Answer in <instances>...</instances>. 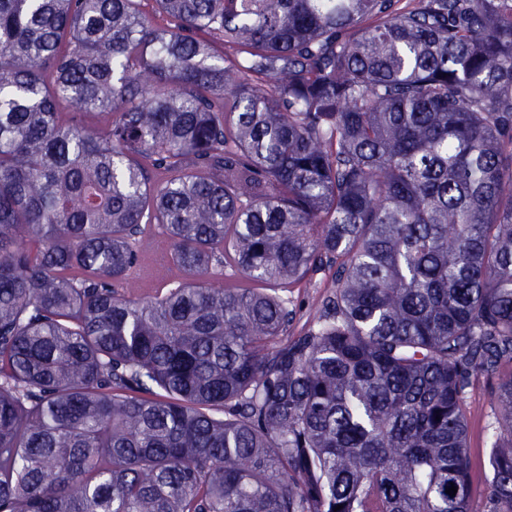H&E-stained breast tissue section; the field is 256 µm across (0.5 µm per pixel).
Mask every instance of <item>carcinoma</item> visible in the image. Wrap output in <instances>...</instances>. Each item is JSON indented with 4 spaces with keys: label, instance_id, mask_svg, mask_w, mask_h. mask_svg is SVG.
Here are the masks:
<instances>
[{
    "label": "carcinoma",
    "instance_id": "carcinoma-1",
    "mask_svg": "<svg viewBox=\"0 0 512 512\" xmlns=\"http://www.w3.org/2000/svg\"><path fill=\"white\" fill-rule=\"evenodd\" d=\"M140 2L0 0V512H476L512 0ZM151 224L191 278L143 301ZM325 267L288 338L279 291ZM495 392L482 512H512V372ZM334 270L319 271L313 275V285L308 288H292L291 293H287L292 304L299 311L293 326L290 330V336H299L306 331L316 318L317 308L323 296L330 291L332 285V275ZM495 379L487 374H475L466 388V416L470 479L474 488V508L483 509L484 492L493 473L489 463L496 440V416L500 409L492 394Z\"/></svg>",
    "mask_w": 512,
    "mask_h": 512
}]
</instances>
